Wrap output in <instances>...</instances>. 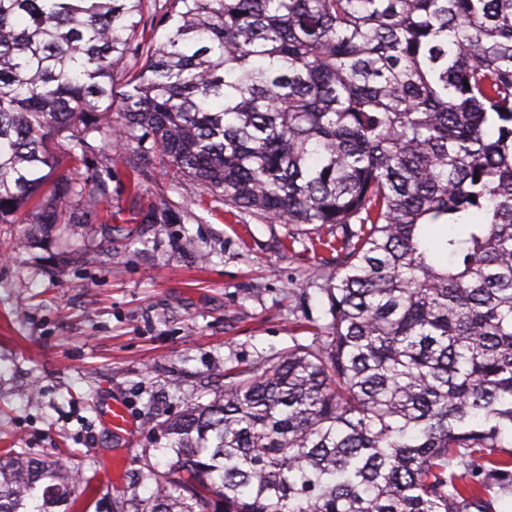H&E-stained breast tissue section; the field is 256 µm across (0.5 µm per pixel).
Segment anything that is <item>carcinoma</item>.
Segmentation results:
<instances>
[{"label": "carcinoma", "instance_id": "obj_1", "mask_svg": "<svg viewBox=\"0 0 512 512\" xmlns=\"http://www.w3.org/2000/svg\"><path fill=\"white\" fill-rule=\"evenodd\" d=\"M52 136L135 143L242 215L333 228L310 238L328 322L159 421L171 462L134 512H496L512 0H0V224L104 196L78 172L44 192ZM79 482L0 454V512H74Z\"/></svg>", "mask_w": 512, "mask_h": 512}]
</instances>
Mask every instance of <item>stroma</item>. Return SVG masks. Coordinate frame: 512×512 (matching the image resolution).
Listing matches in <instances>:
<instances>
[{
  "mask_svg": "<svg viewBox=\"0 0 512 512\" xmlns=\"http://www.w3.org/2000/svg\"><path fill=\"white\" fill-rule=\"evenodd\" d=\"M99 174L107 209L62 198L64 224H0V449L50 457L91 478L76 512H124L149 498L158 415L208 403L225 369L255 367L321 317L328 272L294 228L228 214L207 187L136 146L98 145L72 171ZM141 190L132 193L130 177ZM121 400L130 428L100 414Z\"/></svg>",
  "mask_w": 512,
  "mask_h": 512,
  "instance_id": "stroma-1",
  "label": "stroma"
}]
</instances>
